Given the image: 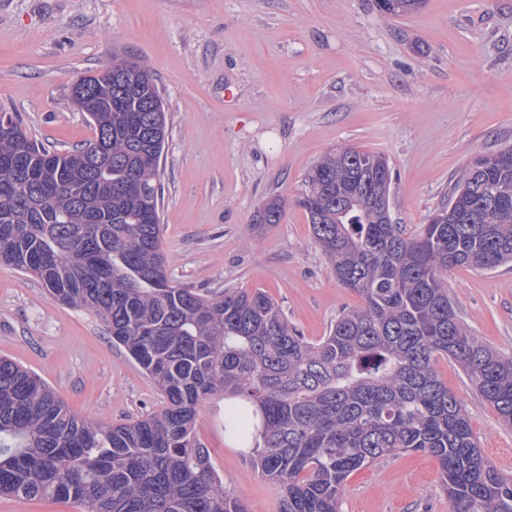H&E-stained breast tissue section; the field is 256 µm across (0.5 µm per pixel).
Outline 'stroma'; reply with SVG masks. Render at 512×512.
Returning <instances> with one entry per match:
<instances>
[{"mask_svg": "<svg viewBox=\"0 0 512 512\" xmlns=\"http://www.w3.org/2000/svg\"><path fill=\"white\" fill-rule=\"evenodd\" d=\"M115 56L143 62L165 102L170 279L200 293L265 291L311 340L359 302L296 203L321 156L341 146L383 155L392 218L413 233L474 158L512 146V0H424L395 18L375 0H0V108L49 148L93 139L72 86ZM273 198L287 203L280 223H259ZM448 294L475 336L512 354V266L453 268ZM0 357L95 421L166 404L94 312L1 266ZM436 369L483 455L512 476V427L453 362ZM223 418V396L200 403L213 468L247 512H280L276 487L225 440ZM340 512H449L437 460L410 452L355 472Z\"/></svg>", "mask_w": 512, "mask_h": 512, "instance_id": "stroma-1", "label": "stroma"}]
</instances>
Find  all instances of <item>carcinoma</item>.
<instances>
[{
  "label": "carcinoma",
  "instance_id": "obj_1",
  "mask_svg": "<svg viewBox=\"0 0 512 512\" xmlns=\"http://www.w3.org/2000/svg\"><path fill=\"white\" fill-rule=\"evenodd\" d=\"M423 0H377L400 16ZM72 100L95 137L67 153L34 143L0 113V265L40 279L60 303L94 311L165 396L112 424L73 411L29 370L0 358V496L71 502L82 512H245L196 433L198 405L224 395V433L281 512H339L348 477L426 452L450 512H512V478L484 457L435 368L453 361L512 425V356L474 336L448 296V270L512 264V147L476 158L448 206L416 233L384 222L383 183L356 147L324 155L296 199L330 273L359 296L316 341L257 289L209 297L170 280L160 248L163 99L140 62L114 57L79 77ZM285 202L260 222L278 224Z\"/></svg>",
  "mask_w": 512,
  "mask_h": 512
}]
</instances>
